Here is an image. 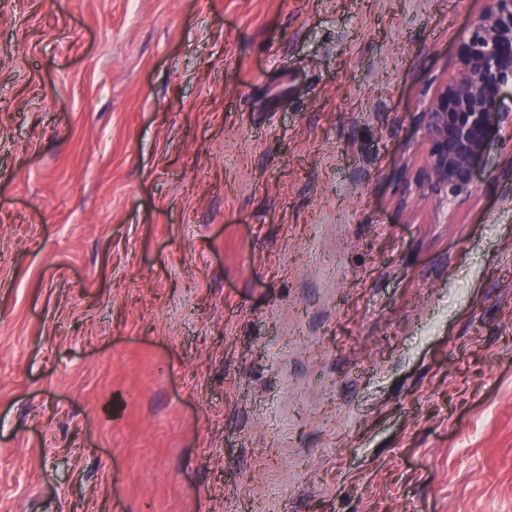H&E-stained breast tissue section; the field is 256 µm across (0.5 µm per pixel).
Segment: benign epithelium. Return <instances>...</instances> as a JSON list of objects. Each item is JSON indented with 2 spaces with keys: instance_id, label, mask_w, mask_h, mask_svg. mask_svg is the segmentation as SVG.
<instances>
[{
  "instance_id": "benign-epithelium-1",
  "label": "benign epithelium",
  "mask_w": 512,
  "mask_h": 512,
  "mask_svg": "<svg viewBox=\"0 0 512 512\" xmlns=\"http://www.w3.org/2000/svg\"><path fill=\"white\" fill-rule=\"evenodd\" d=\"M457 71L420 115L426 162L398 179L448 207L478 190L489 157L512 138V0H482L456 48ZM508 130V136L502 131Z\"/></svg>"
}]
</instances>
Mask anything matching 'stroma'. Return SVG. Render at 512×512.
<instances>
[{"label":"stroma","instance_id":"1","mask_svg":"<svg viewBox=\"0 0 512 512\" xmlns=\"http://www.w3.org/2000/svg\"><path fill=\"white\" fill-rule=\"evenodd\" d=\"M481 0H0V512H512V142L419 115Z\"/></svg>","mask_w":512,"mask_h":512}]
</instances>
